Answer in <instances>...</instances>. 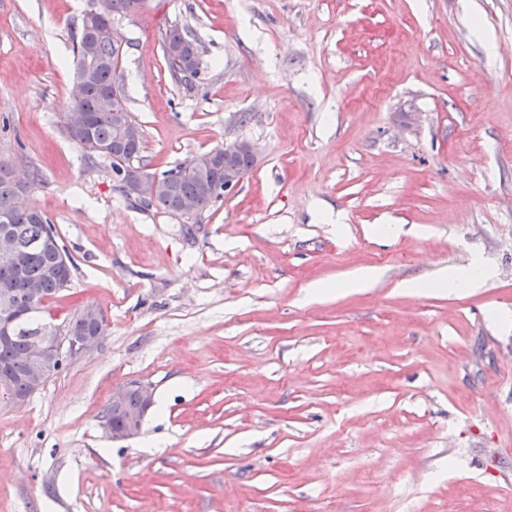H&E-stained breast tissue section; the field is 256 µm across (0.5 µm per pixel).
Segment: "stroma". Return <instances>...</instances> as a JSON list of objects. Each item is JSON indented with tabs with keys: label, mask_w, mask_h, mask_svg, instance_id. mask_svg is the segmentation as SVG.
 <instances>
[{
	"label": "stroma",
	"mask_w": 512,
	"mask_h": 512,
	"mask_svg": "<svg viewBox=\"0 0 512 512\" xmlns=\"http://www.w3.org/2000/svg\"><path fill=\"white\" fill-rule=\"evenodd\" d=\"M93 4L0 0V157L40 169L76 264L52 312L108 321L0 406V512H512V0H147L117 23L146 170L258 149L190 218L128 203L63 127ZM171 23L201 77L171 79ZM477 262L482 287L424 286ZM132 381L155 405L115 441ZM160 42L169 72L176 82L196 77L204 69L205 62L201 65L198 57L200 44L187 28L165 26L160 31ZM131 391H135L139 397L140 403L138 407V400L136 395ZM130 393V394H129ZM129 394V396H128ZM128 396V398H127ZM127 399V401H126ZM125 405L118 408L114 403ZM113 403V404H112ZM154 404V392L150 385L142 382H133L123 387H119L112 392V399L103 410L102 418L108 417L112 421V425L116 423L126 412L135 410L129 413L124 421V426L117 430L108 424H104L105 428L112 436V440H126L139 433L143 421L148 411ZM138 407V408H137Z\"/></svg>",
	"instance_id": "35a3bbf8"
}]
</instances>
